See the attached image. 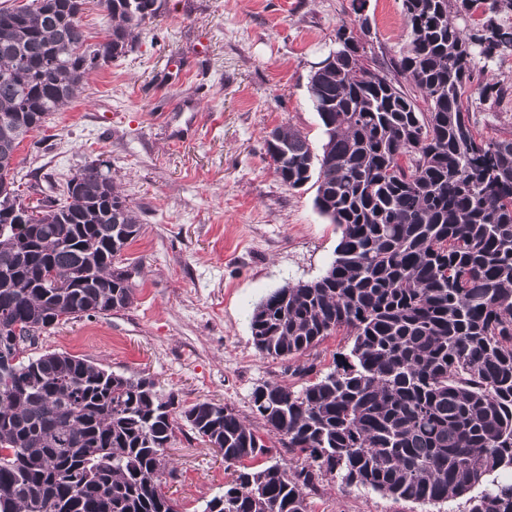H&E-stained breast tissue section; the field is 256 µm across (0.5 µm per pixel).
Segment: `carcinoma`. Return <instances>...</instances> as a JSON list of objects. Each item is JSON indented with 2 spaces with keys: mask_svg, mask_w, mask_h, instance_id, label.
Wrapping results in <instances>:
<instances>
[{
  "mask_svg": "<svg viewBox=\"0 0 512 512\" xmlns=\"http://www.w3.org/2000/svg\"><path fill=\"white\" fill-rule=\"evenodd\" d=\"M84 2L0 8V512H179L163 479L177 474L165 448L180 420L235 467L204 512H309L328 476L394 500L512 512V134L479 135L464 102L512 90L489 74L512 55V0H401L409 41L394 67L408 89L372 65L367 0H351L360 34L348 41L339 25L308 83L322 154L288 126L266 140L288 188L318 169L315 205L341 236L324 274L254 306V345L282 360L338 331L351 345L297 390H253L264 437L224 404L186 407L87 358L27 355L61 315L134 299L119 257L143 225L109 172L85 164L71 201L40 199L33 220L18 204L21 143L160 9L97 0L109 27L92 44ZM273 439L294 466L245 465Z\"/></svg>",
  "mask_w": 512,
  "mask_h": 512,
  "instance_id": "carcinoma-1",
  "label": "carcinoma"
}]
</instances>
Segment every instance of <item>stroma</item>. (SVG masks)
<instances>
[{"label": "stroma", "mask_w": 512, "mask_h": 512, "mask_svg": "<svg viewBox=\"0 0 512 512\" xmlns=\"http://www.w3.org/2000/svg\"><path fill=\"white\" fill-rule=\"evenodd\" d=\"M368 46L389 67L408 43L401 0H368ZM350 0H162L125 56L91 75L41 145L16 153L17 180L65 187L87 161H103L136 209L143 230L121 254L137 267L126 309L43 333L38 353L85 357L128 377L147 376L183 405L233 408L254 429L253 389L296 372H328L348 352L343 334L310 354L272 359L255 348L254 305L277 288L319 277L334 261L340 229L315 206L317 186L288 189L265 138L298 130L321 153L323 127L308 82L353 22ZM479 134L512 130V93L496 104L471 99ZM168 458L178 477L166 490L180 512H203L229 473L220 455L176 431ZM311 512H464L463 500L396 501L363 486L324 480Z\"/></svg>", "instance_id": "35a3bbf8"}]
</instances>
